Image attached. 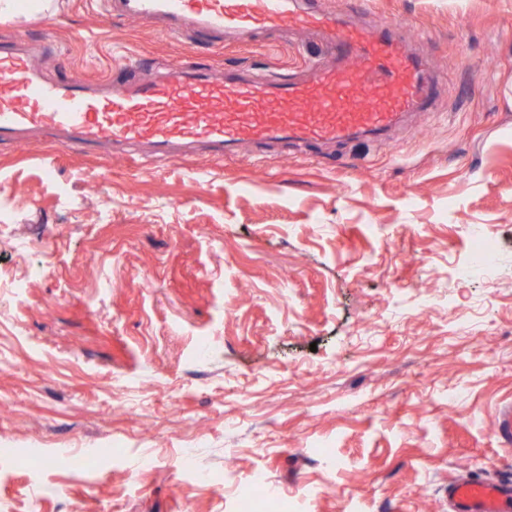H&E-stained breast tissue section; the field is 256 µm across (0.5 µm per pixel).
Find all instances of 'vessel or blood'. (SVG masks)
I'll return each instance as SVG.
<instances>
[{"mask_svg":"<svg viewBox=\"0 0 512 512\" xmlns=\"http://www.w3.org/2000/svg\"><path fill=\"white\" fill-rule=\"evenodd\" d=\"M107 13L163 19L174 35L191 30L257 35L287 28L321 36L324 58L284 78L256 70H210L180 61L95 85L46 78L41 50L26 35L0 49V142L24 145L32 132L61 148L109 147L152 164L207 146L213 161L247 144L315 150L386 139L404 117L428 112L433 69L385 20L360 27L316 0H104ZM448 512H512V481L467 474L449 481Z\"/></svg>","mask_w":512,"mask_h":512,"instance_id":"obj_1","label":"vessel or blood"}]
</instances>
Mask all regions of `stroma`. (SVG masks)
I'll return each mask as SVG.
<instances>
[{
    "label": "stroma",
    "instance_id": "stroma-1",
    "mask_svg": "<svg viewBox=\"0 0 512 512\" xmlns=\"http://www.w3.org/2000/svg\"><path fill=\"white\" fill-rule=\"evenodd\" d=\"M326 2L423 32L431 112L318 156L158 169L0 143V512H235L258 475L294 512H446L450 477L512 478V0ZM49 10L1 20L0 44L47 43L55 80L154 59L287 75L319 45ZM476 227L494 267L460 284Z\"/></svg>",
    "mask_w": 512,
    "mask_h": 512
}]
</instances>
